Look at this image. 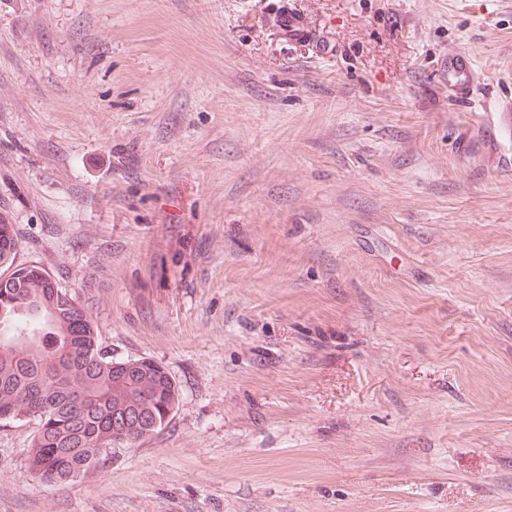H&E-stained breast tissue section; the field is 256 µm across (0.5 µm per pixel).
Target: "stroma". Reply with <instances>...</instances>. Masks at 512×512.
Listing matches in <instances>:
<instances>
[{
  "mask_svg": "<svg viewBox=\"0 0 512 512\" xmlns=\"http://www.w3.org/2000/svg\"><path fill=\"white\" fill-rule=\"evenodd\" d=\"M511 106L512 0H0V222L180 393L0 512H512ZM445 71L448 75V84L457 89L459 98L471 99L479 76L473 68L469 54L465 52L448 54Z\"/></svg>",
  "mask_w": 512,
  "mask_h": 512,
  "instance_id": "stroma-1",
  "label": "stroma"
}]
</instances>
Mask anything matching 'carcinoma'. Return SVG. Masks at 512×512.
I'll return each instance as SVG.
<instances>
[{
	"mask_svg": "<svg viewBox=\"0 0 512 512\" xmlns=\"http://www.w3.org/2000/svg\"><path fill=\"white\" fill-rule=\"evenodd\" d=\"M19 238L0 224V270L13 283L0 288V415L38 416L27 449L29 473L63 481L114 444H133L170 422L179 389L148 359L117 361L101 351L94 321L43 267L14 264ZM39 344L36 352L21 334Z\"/></svg>",
	"mask_w": 512,
	"mask_h": 512,
	"instance_id": "cac0c4a2",
	"label": "carcinoma"
}]
</instances>
